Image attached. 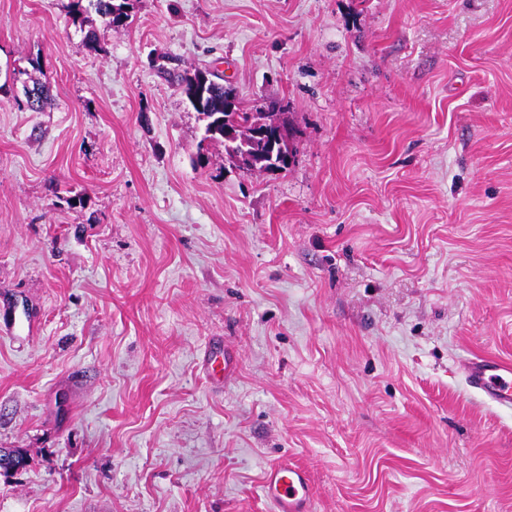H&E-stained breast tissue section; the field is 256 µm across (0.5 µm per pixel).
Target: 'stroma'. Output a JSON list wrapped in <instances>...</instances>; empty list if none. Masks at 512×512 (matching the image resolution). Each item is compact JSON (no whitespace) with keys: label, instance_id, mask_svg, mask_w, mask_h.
Wrapping results in <instances>:
<instances>
[{"label":"stroma","instance_id":"obj_1","mask_svg":"<svg viewBox=\"0 0 512 512\" xmlns=\"http://www.w3.org/2000/svg\"><path fill=\"white\" fill-rule=\"evenodd\" d=\"M0 0V512H512V0ZM280 102L247 173L150 57ZM39 58L40 70L29 58ZM80 196L81 205L69 199ZM239 355L221 389L209 340ZM87 2V5H83ZM128 0H74L72 3L73 22L91 11L104 18L109 27H122L129 19ZM467 386L501 410L512 411V364L476 356L464 365ZM261 489L273 512H311L312 482L307 471L298 465L275 463L268 466Z\"/></svg>","mask_w":512,"mask_h":512}]
</instances>
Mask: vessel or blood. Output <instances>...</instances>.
<instances>
[{
  "instance_id": "1",
  "label": "vessel or blood",
  "mask_w": 512,
  "mask_h": 512,
  "mask_svg": "<svg viewBox=\"0 0 512 512\" xmlns=\"http://www.w3.org/2000/svg\"><path fill=\"white\" fill-rule=\"evenodd\" d=\"M237 359L222 341L206 347L200 361L201 372L217 387L227 383ZM468 387L480 398L497 408L512 411V364L477 356L464 365ZM262 495L273 512H311L313 488L305 469L297 465L275 463L268 466L262 477Z\"/></svg>"
}]
</instances>
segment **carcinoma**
Here are the masks:
<instances>
[{
  "mask_svg": "<svg viewBox=\"0 0 512 512\" xmlns=\"http://www.w3.org/2000/svg\"><path fill=\"white\" fill-rule=\"evenodd\" d=\"M129 9V0H76L72 3L73 20L77 21L83 14L93 11L104 18L110 27L124 26L129 19ZM156 70L161 78L176 80L181 84L191 107L203 116L205 138L224 140L226 122L240 128L242 139L234 148H224L226 161L250 172L270 171L272 163L266 156V146L262 145L263 139L255 137V134L263 135L268 130L274 132L282 127L272 119L270 109L273 103L248 105L239 97L229 103L224 100L223 78L219 74H214V80L204 85L199 79L204 69L182 72L172 65L169 57L163 59ZM30 91L34 92V102L28 111L39 112L48 99L49 83L35 81Z\"/></svg>",
  "mask_w": 512,
  "mask_h": 512,
  "instance_id": "carcinoma-1",
  "label": "carcinoma"
}]
</instances>
